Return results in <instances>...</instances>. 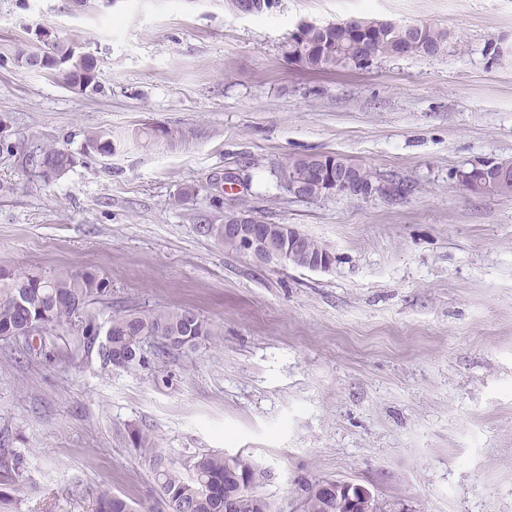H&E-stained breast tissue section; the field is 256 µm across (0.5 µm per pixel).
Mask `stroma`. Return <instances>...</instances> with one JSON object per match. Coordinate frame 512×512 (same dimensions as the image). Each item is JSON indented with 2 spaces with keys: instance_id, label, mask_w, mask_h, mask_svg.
Instances as JSON below:
<instances>
[{
  "instance_id": "35a3bbf8",
  "label": "stroma",
  "mask_w": 512,
  "mask_h": 512,
  "mask_svg": "<svg viewBox=\"0 0 512 512\" xmlns=\"http://www.w3.org/2000/svg\"><path fill=\"white\" fill-rule=\"evenodd\" d=\"M359 17L445 27L447 47L327 74L286 57L298 25ZM41 28L100 47L103 94L18 62ZM93 131L120 149L88 150ZM0 135L18 147L0 153V268L93 270L111 310L189 307L219 331L163 357L147 344L131 369L86 351L80 317L0 339V445L26 459L0 477V512L151 502L132 427L187 477L201 453L252 457L275 512H302L321 480L389 512H512V197L455 177L512 161V0H0ZM43 143L75 157L49 184L22 164ZM310 153L407 191L294 198L281 167ZM244 204L316 237L331 268L202 232Z\"/></svg>"
}]
</instances>
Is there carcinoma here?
Returning <instances> with one entry per match:
<instances>
[{
  "label": "carcinoma",
  "mask_w": 512,
  "mask_h": 512,
  "mask_svg": "<svg viewBox=\"0 0 512 512\" xmlns=\"http://www.w3.org/2000/svg\"><path fill=\"white\" fill-rule=\"evenodd\" d=\"M448 43V31L431 24H396L379 26L373 18H357L330 23L321 31L298 28L290 34L286 56L313 72L333 73L357 68L358 54L379 60L392 56L399 45L406 46L410 56H435ZM53 60L60 62L67 79L91 95L103 92L98 80V59L84 55L79 44L57 40L50 48ZM87 143L98 147L99 154L112 155V135L95 132ZM74 164L71 154L54 146H41L26 155L25 168L42 182L49 184ZM338 169L349 170L361 184L380 182L372 168L335 153H313L291 158L282 166L284 185L308 184L309 196L318 199L331 195L326 178ZM471 192L489 196H512V162H493L478 171ZM303 249L289 256L286 264L309 268L328 252L327 247L309 234H303ZM112 295L109 281L94 271L53 269L49 271L12 272L0 268V337L8 339L26 335L32 321H40L45 329L55 330L84 316L86 349H91L97 336H104L105 348L101 366L130 368L146 364L138 356L116 364L112 358L132 354L147 340L160 344L162 351L191 349L201 341L217 335L210 320L186 307L157 309L147 313L115 311L106 330L97 327L88 307L104 304ZM133 446L155 459L154 480L159 499L141 505L143 512H272V505L256 493L268 477V471L253 459L242 455L226 457L215 453L201 454L192 465V477L186 479L174 463L157 458V444L143 429H129ZM24 457L17 452L0 454V470L4 475L20 473ZM318 481L307 488L303 512H363L362 507L348 506L345 493L327 501L320 497ZM95 512H133L129 503L107 493L98 497Z\"/></svg>",
  "instance_id": "cac0c4a2"
}]
</instances>
